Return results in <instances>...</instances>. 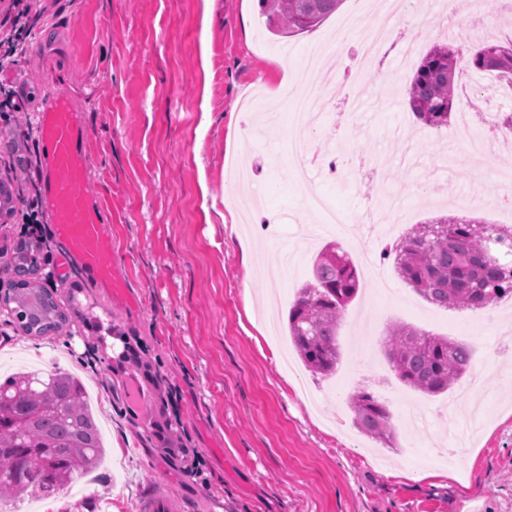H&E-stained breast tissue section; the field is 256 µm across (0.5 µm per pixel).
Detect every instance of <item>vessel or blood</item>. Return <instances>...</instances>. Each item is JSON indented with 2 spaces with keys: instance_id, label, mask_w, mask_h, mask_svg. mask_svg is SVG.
Here are the masks:
<instances>
[{
  "instance_id": "b4317fda",
  "label": "vessel or blood",
  "mask_w": 512,
  "mask_h": 512,
  "mask_svg": "<svg viewBox=\"0 0 512 512\" xmlns=\"http://www.w3.org/2000/svg\"><path fill=\"white\" fill-rule=\"evenodd\" d=\"M38 139L46 150L40 181L48 220L69 256L104 288L118 282L102 234L104 215L85 191L91 178L86 126L81 108L68 94H49L36 116Z\"/></svg>"
}]
</instances>
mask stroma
<instances>
[{
    "label": "stroma",
    "mask_w": 512,
    "mask_h": 512,
    "mask_svg": "<svg viewBox=\"0 0 512 512\" xmlns=\"http://www.w3.org/2000/svg\"><path fill=\"white\" fill-rule=\"evenodd\" d=\"M26 57L0 81L23 77L74 94L85 110L94 197L107 221L112 268L122 286L86 283L55 233L42 246L43 287L74 299L67 333L34 338L0 319V377L18 371L77 375L91 399L106 446L102 475L78 479L46 500L24 495L0 512H141L163 488L179 512H512V303L493 312L444 309L420 299L380 260L374 243H343L354 263L382 261L391 299L375 297L363 275L338 331L341 360L330 376L289 372L280 357L288 308L267 319L269 290L295 299L312 276L319 230L303 209L288 166V143L311 156L346 136L353 157L372 169L347 185L319 183L343 213L361 214L395 195L409 209L389 225V242L427 218L473 213L508 224L491 200L490 176L512 150L495 147L474 167L445 130L403 124L413 68L386 53L365 80L347 84L331 106L329 129L289 126L285 112L251 123L240 99L277 103L281 82L320 88L356 64L348 50L312 72L277 50L302 51L349 16L378 25L367 0H343L320 26L283 39L265 26L258 0H46ZM442 0H418L413 16L432 28L421 52L448 38L500 37L512 20L497 0L462 7L446 27ZM40 97L26 99L14 148L0 143V178L25 182L15 147L43 150L29 135ZM252 163L254 179L232 183L227 158ZM447 193L431 192L432 181ZM280 216L246 224L241 202ZM403 322L473 348L467 381L430 396L399 381L383 348L387 328ZM364 390L391 414L392 445L364 433L348 399Z\"/></svg>",
    "instance_id": "stroma-1"
}]
</instances>
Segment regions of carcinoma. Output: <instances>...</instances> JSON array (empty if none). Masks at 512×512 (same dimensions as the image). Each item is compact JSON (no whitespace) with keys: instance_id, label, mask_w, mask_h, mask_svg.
Returning <instances> with one entry per match:
<instances>
[{"instance_id":"obj_1","label":"carcinoma","mask_w":512,"mask_h":512,"mask_svg":"<svg viewBox=\"0 0 512 512\" xmlns=\"http://www.w3.org/2000/svg\"><path fill=\"white\" fill-rule=\"evenodd\" d=\"M268 28L281 37L313 30L336 12L342 0H258ZM492 73L512 86V32L474 48L469 56L451 42L426 53L411 80L408 106L432 129L446 128L458 111L459 65ZM41 251L21 240L10 266L13 277L3 294L18 328L28 336L62 332L68 310L37 284ZM424 301L445 309L477 310L512 299V233L466 218L437 217L410 231L385 255ZM354 262L335 244L326 245L313 265L312 282L299 291L288 311V329L306 368L321 375L336 370L337 331L347 305L358 294ZM387 356L398 379L427 395L451 389L468 371L470 346L395 324L387 332ZM358 425L372 437H393L391 416L372 394L350 399ZM102 431L84 402V385L75 375L53 372L42 379L16 373L0 381V496L27 491L53 492L94 470L104 459ZM39 465L30 468L26 460Z\"/></svg>"}]
</instances>
